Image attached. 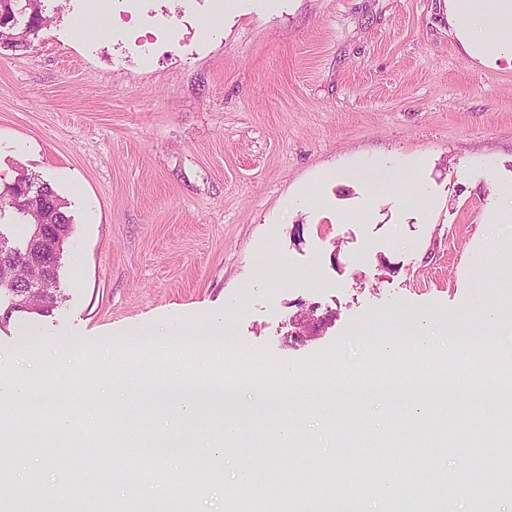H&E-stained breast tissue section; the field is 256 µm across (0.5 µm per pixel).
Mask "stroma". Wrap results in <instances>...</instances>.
Here are the masks:
<instances>
[{
	"label": "stroma",
	"mask_w": 512,
	"mask_h": 512,
	"mask_svg": "<svg viewBox=\"0 0 512 512\" xmlns=\"http://www.w3.org/2000/svg\"><path fill=\"white\" fill-rule=\"evenodd\" d=\"M140 0L113 26L81 31L90 0H42L30 48L0 46V190L27 169L66 204L61 297L43 314L0 298V360L35 378L42 396L66 383L57 359L82 367V399L66 402L73 431L52 442V409L15 405L11 429L26 446L0 460L9 507L25 512L59 468L101 482L125 474L111 445L139 442V421L168 440L164 488L188 462L209 466L225 417L241 419L258 463L289 458L310 479L332 481L379 463L373 443L345 447L350 424L382 429L409 407L486 414L472 390L440 399L415 390L342 403L317 396L314 378L380 369L367 339L430 325L438 352L498 313V350L512 333V68L471 60L448 24L446 0ZM220 17L213 32L207 19ZM150 43L148 58L133 52ZM389 159L407 174L372 192L350 164ZM308 194L305 206L295 199ZM320 321L295 334L301 309ZM222 328L224 357L258 355L299 371L289 394L208 407L181 418L178 390L155 369L124 397L118 428L98 437L106 364L147 357L122 335ZM309 446L267 439L295 401ZM423 456L468 512L464 461L479 449L492 477L489 432L461 430L454 447L435 432Z\"/></svg>",
	"instance_id": "35a3bbf8"
}]
</instances>
